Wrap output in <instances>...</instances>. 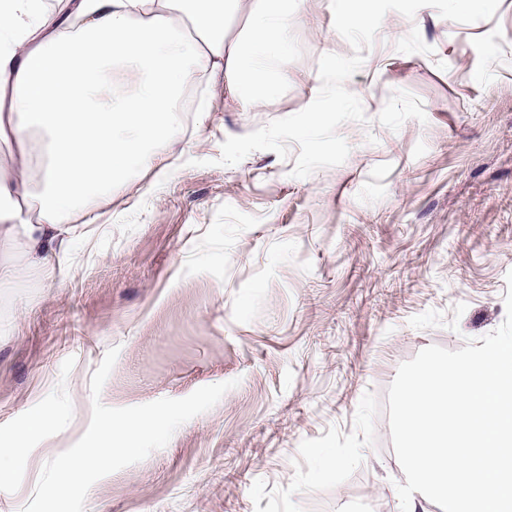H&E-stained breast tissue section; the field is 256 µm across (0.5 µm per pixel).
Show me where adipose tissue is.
I'll return each mask as SVG.
<instances>
[{"label":"adipose tissue","instance_id":"1","mask_svg":"<svg viewBox=\"0 0 512 512\" xmlns=\"http://www.w3.org/2000/svg\"><path fill=\"white\" fill-rule=\"evenodd\" d=\"M303 11L304 0H275L269 10L264 0H69L57 16L39 0H0V141L16 150L11 165L0 164V286L29 267L68 275L53 260L70 246L72 214L172 155L173 102L192 75L223 83L246 109L257 85L274 94L255 61L285 60L288 29ZM233 16L247 19L236 32ZM180 19L189 33H176ZM112 58L144 81L92 105Z\"/></svg>","mask_w":512,"mask_h":512}]
</instances>
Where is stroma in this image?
I'll return each instance as SVG.
<instances>
[{"instance_id": "35a3bbf8", "label": "stroma", "mask_w": 512, "mask_h": 512, "mask_svg": "<svg viewBox=\"0 0 512 512\" xmlns=\"http://www.w3.org/2000/svg\"><path fill=\"white\" fill-rule=\"evenodd\" d=\"M277 93L250 110L194 97L173 169L93 201L62 281L0 287V512H22L43 465L92 414L90 378L120 352L110 407L235 381L144 461L93 485L85 512H399L387 389L420 350L496 330L512 271V0L472 24L391 11L346 88L368 124L341 165L294 156L218 165L227 137L316 97L318 61L352 55L330 0L288 30ZM51 421L21 439L33 416Z\"/></svg>"}]
</instances>
